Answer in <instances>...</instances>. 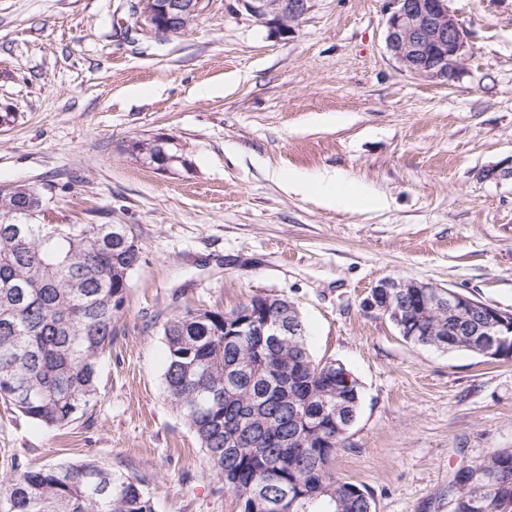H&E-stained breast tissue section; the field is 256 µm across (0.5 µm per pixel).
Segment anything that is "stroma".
Masks as SVG:
<instances>
[{
    "mask_svg": "<svg viewBox=\"0 0 512 512\" xmlns=\"http://www.w3.org/2000/svg\"><path fill=\"white\" fill-rule=\"evenodd\" d=\"M388 0H315L277 36L237 0L187 29L135 32L131 0H0V185L44 197L39 224H126L132 275L95 406L62 432L0 403V473L97 461L142 479L154 512H241L164 391L163 326L184 305L260 295L299 310L315 358L362 392L336 458L377 512H452L463 465L512 449V361L423 348L365 308L385 278L512 310V0H448L467 35L441 84L401 71ZM167 134L160 172L125 140ZM336 171L372 195L328 205L278 173Z\"/></svg>",
    "mask_w": 512,
    "mask_h": 512,
    "instance_id": "obj_1",
    "label": "stroma"
}]
</instances>
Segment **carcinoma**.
<instances>
[{"instance_id": "cac0c4a2", "label": "carcinoma", "mask_w": 512, "mask_h": 512, "mask_svg": "<svg viewBox=\"0 0 512 512\" xmlns=\"http://www.w3.org/2000/svg\"><path fill=\"white\" fill-rule=\"evenodd\" d=\"M42 193L27 184L0 188V401L34 424L61 430L84 417L97 400L99 366L112 347L114 323L143 260V248L127 224H32ZM461 333L447 350L481 354L448 308L413 321L402 338ZM163 384L179 416L199 440L224 489L276 503L268 512H376L372 494L336 476L334 461L344 439L324 445L299 428L298 414L323 420L338 398L351 394L336 371H317L320 361L307 341L281 337L257 348L255 336L224 334V314L175 311L163 327ZM238 378L234 400L224 381ZM252 428L237 456H224V426ZM491 468L493 482L472 478ZM474 479L482 512H512V450H496L455 473ZM304 486L303 497L293 493ZM0 512H154L141 481L101 467L92 459L41 468L11 461L0 476Z\"/></svg>"}]
</instances>
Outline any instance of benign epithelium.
Listing matches in <instances>:
<instances>
[{
	"label": "benign epithelium",
	"mask_w": 512,
	"mask_h": 512,
	"mask_svg": "<svg viewBox=\"0 0 512 512\" xmlns=\"http://www.w3.org/2000/svg\"><path fill=\"white\" fill-rule=\"evenodd\" d=\"M203 0H141L137 16L139 26L157 35L176 34L185 30L201 12ZM315 0H238L252 17L280 36L295 32L301 20L312 10ZM385 42L391 57L401 70L428 81L450 82L463 67L466 56V31L448 8V0H389ZM162 150L142 160L157 171L170 170L181 157L171 155L164 147L176 142L164 135L153 137ZM448 300V311L459 322L477 319L482 330L479 342L485 354H495L504 344H512V311L482 305L454 291L435 285L387 278L374 285L366 298V306L401 325L402 316L429 315ZM224 329L235 334L249 330L255 336H304L305 329L297 318L280 310L274 314L224 315ZM328 427L335 436H346L354 422L341 409L330 414Z\"/></svg>",
	"instance_id": "7a95c632"
}]
</instances>
